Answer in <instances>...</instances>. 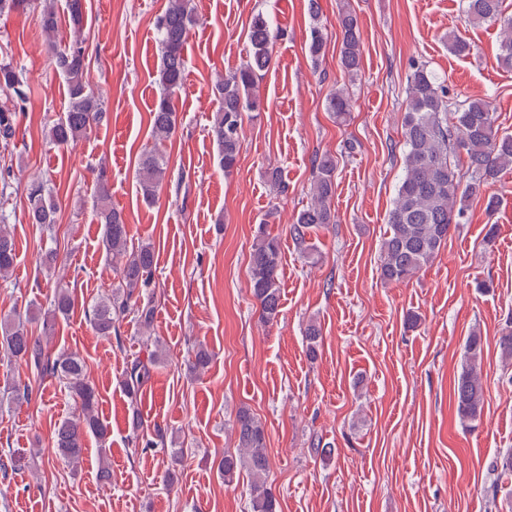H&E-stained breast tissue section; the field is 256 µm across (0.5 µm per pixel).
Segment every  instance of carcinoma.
<instances>
[{
  "instance_id": "cac0c4a2",
  "label": "carcinoma",
  "mask_w": 512,
  "mask_h": 512,
  "mask_svg": "<svg viewBox=\"0 0 512 512\" xmlns=\"http://www.w3.org/2000/svg\"><path fill=\"white\" fill-rule=\"evenodd\" d=\"M502 3L503 0H464V13L473 25L493 23L500 27L499 62L512 69V14H505ZM31 8L39 11L50 62L68 86L67 111L47 132L48 140L64 149L107 120L106 109L86 81L88 52L80 37L85 0H66L73 25V35L67 41L59 30L54 0H0V15ZM309 13L312 25L307 50L317 66L325 56L328 40L327 29L320 20L319 0H309ZM195 22L196 14L189 0H169L157 18L162 93L150 111L151 133L157 143L170 139L176 130L175 101L184 87V50ZM337 22L341 68L354 78L361 73L359 17L345 10ZM283 35V31L272 28L266 15L255 14L247 31L246 59L214 86L216 110L211 135L227 177L237 169L244 115L259 110L258 80L270 69L274 43ZM28 91L24 68L11 60H1L0 92L8 100L0 105L1 143L15 141ZM352 103L351 90L343 85L329 94L327 110L344 123ZM402 128L403 175L389 214V231L381 244L380 277L387 283L405 282L432 262L447 243L451 227L465 221L468 199L481 186L497 181L512 168V134L499 130L491 99L451 96L440 78L423 65H411L407 75ZM461 153L467 158L464 171L459 169ZM312 173L309 202L297 212L288 228L289 236L308 254L314 250L308 241L311 232L324 224L336 223L331 209L336 158L327 153L315 157ZM166 178L168 165L163 152L156 147L143 152L137 183L145 204L155 202ZM11 196L10 170L0 171V280L4 282L10 279L16 261L14 238L8 230ZM26 200L31 223L52 234L59 204L47 181L32 179L26 188ZM96 215L102 226L106 254L124 262L116 268L115 289L88 309L90 325L98 335L110 338L119 333L116 323L131 314L138 330L148 332L157 312L154 251L148 243H133L124 215L112 207L104 172L96 191ZM280 261L279 235L262 232L252 247L249 277L256 312L268 325L274 324L279 316ZM74 305V296L68 289L60 288L47 307L35 305L27 310L26 317L17 314L13 323L0 328V348L8 358L25 362L40 376L58 380L77 399V413L53 427V453L73 466L82 458L86 436L104 444L110 434L109 424L98 414L97 393L86 378L83 360L74 353L53 355L48 351L47 344L58 319L67 316ZM32 320L42 321L38 335L26 327V322ZM158 352L159 344L155 341L145 356L127 363L122 381L129 399L131 446L144 452L164 447L161 431H156L152 438L145 436L138 408V399L151 378ZM481 356V337L474 334L466 341L461 371L453 387L457 414L464 424L478 421L482 413ZM233 428L237 451L224 453V481L231 482L236 475L248 473L251 512H277L278 502L268 485L269 461L261 422L250 410L242 408L236 414Z\"/></svg>"
}]
</instances>
